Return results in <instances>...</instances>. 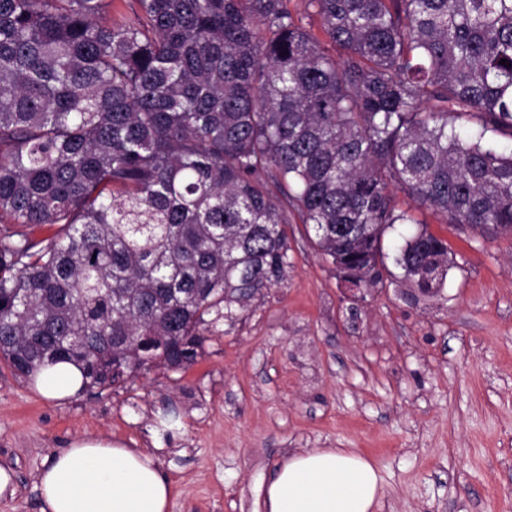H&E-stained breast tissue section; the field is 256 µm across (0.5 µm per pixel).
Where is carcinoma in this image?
I'll use <instances>...</instances> for the list:
<instances>
[{
  "mask_svg": "<svg viewBox=\"0 0 512 512\" xmlns=\"http://www.w3.org/2000/svg\"><path fill=\"white\" fill-rule=\"evenodd\" d=\"M0 0V361L179 369L280 285L288 212L373 287L394 190L512 229V0ZM506 64H500L501 60ZM46 229L37 237L34 229ZM440 292L448 245L394 255Z\"/></svg>",
  "mask_w": 512,
  "mask_h": 512,
  "instance_id": "1",
  "label": "carcinoma"
}]
</instances>
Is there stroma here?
Segmentation results:
<instances>
[{
	"label": "stroma",
	"instance_id": "stroma-1",
	"mask_svg": "<svg viewBox=\"0 0 512 512\" xmlns=\"http://www.w3.org/2000/svg\"><path fill=\"white\" fill-rule=\"evenodd\" d=\"M419 218L451 246L438 295L395 266L351 294L294 215L287 278L193 364L57 404L0 362V465L16 484L0 512H41L39 470L90 435L149 449L169 512H256L279 462L312 448L374 463L376 512H512V237Z\"/></svg>",
	"mask_w": 512,
	"mask_h": 512
}]
</instances>
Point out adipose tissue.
Returning a JSON list of instances; mask_svg holds the SVG:
<instances>
[{
	"label": "adipose tissue",
	"mask_w": 512,
	"mask_h": 512,
	"mask_svg": "<svg viewBox=\"0 0 512 512\" xmlns=\"http://www.w3.org/2000/svg\"><path fill=\"white\" fill-rule=\"evenodd\" d=\"M83 378L62 362L39 371L35 388L51 400L81 393ZM41 512H168L171 487L143 450L108 437L72 442L37 480ZM383 495L375 465L344 448H314L284 459L262 486V512H375Z\"/></svg>",
	"instance_id": "adipose-tissue-1"
}]
</instances>
